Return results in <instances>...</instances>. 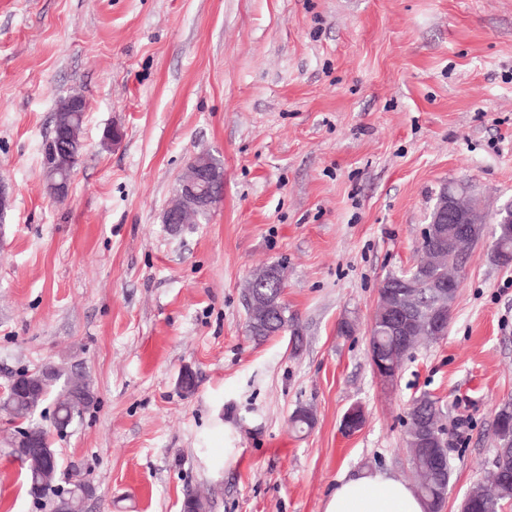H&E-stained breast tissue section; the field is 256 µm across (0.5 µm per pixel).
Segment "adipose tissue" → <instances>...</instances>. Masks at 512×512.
<instances>
[{
    "label": "adipose tissue",
    "mask_w": 512,
    "mask_h": 512,
    "mask_svg": "<svg viewBox=\"0 0 512 512\" xmlns=\"http://www.w3.org/2000/svg\"><path fill=\"white\" fill-rule=\"evenodd\" d=\"M324 512H427V505L401 477L373 469L342 480Z\"/></svg>",
    "instance_id": "1"
}]
</instances>
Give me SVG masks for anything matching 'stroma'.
<instances>
[{
	"label": "stroma",
	"instance_id": "35a3bbf8",
	"mask_svg": "<svg viewBox=\"0 0 512 512\" xmlns=\"http://www.w3.org/2000/svg\"><path fill=\"white\" fill-rule=\"evenodd\" d=\"M74 92L85 149L58 199L41 146ZM203 152L224 195L170 228ZM0 181V390L49 363L87 377L93 405L52 436L59 486L78 473L96 489L83 512H180L195 490L209 512H324L342 476L409 479L425 392L445 408L443 512L490 468L512 402V267L490 237L470 249L447 336L417 344L392 384L369 336L443 185L512 199V0H0ZM273 263L297 346L246 332V282ZM355 404L366 422L348 433ZM301 407L315 422L298 432ZM14 434L0 414V512H50ZM495 434L503 448H512V402L504 403L495 417Z\"/></svg>",
	"mask_w": 512,
	"mask_h": 512
}]
</instances>
